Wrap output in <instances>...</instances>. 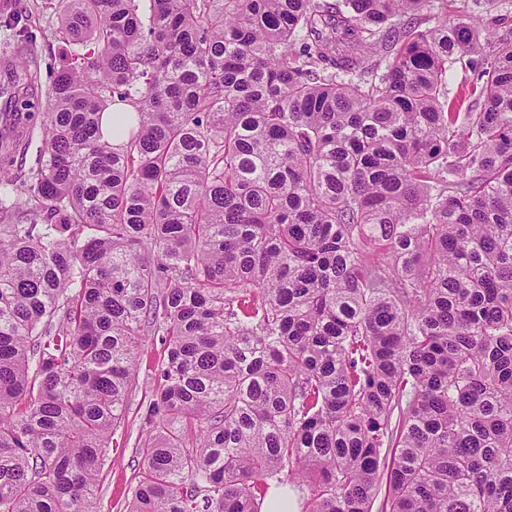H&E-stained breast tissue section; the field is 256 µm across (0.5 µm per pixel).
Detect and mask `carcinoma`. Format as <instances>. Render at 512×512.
Segmentation results:
<instances>
[{"label": "carcinoma", "mask_w": 512, "mask_h": 512, "mask_svg": "<svg viewBox=\"0 0 512 512\" xmlns=\"http://www.w3.org/2000/svg\"><path fill=\"white\" fill-rule=\"evenodd\" d=\"M140 2L73 0L0 164V512H98L151 324L127 512H512V16ZM279 477H281V483L278 484V482L275 480L269 481L270 486L288 485L293 497L297 502L299 512L302 509H305V499L301 491H299V489L297 488L299 485L296 483H292L291 480L289 479V476H286V472L281 473ZM284 486H273L268 490L267 495L262 504L261 512H295V510H293V503L288 493V487Z\"/></svg>", "instance_id": "obj_1"}]
</instances>
